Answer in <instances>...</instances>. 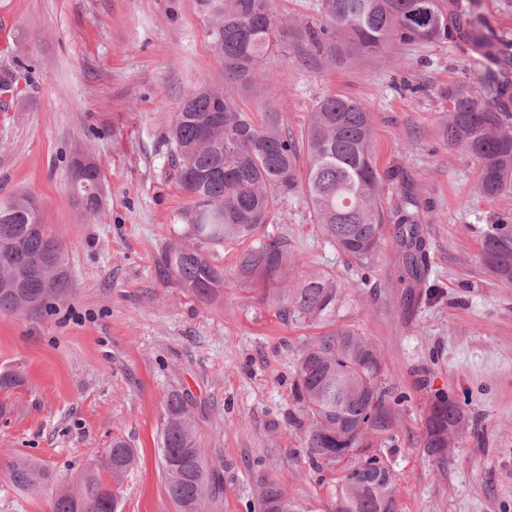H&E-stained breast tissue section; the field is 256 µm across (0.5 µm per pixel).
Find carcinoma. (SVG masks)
<instances>
[{
  "instance_id": "cac0c4a2",
  "label": "carcinoma",
  "mask_w": 512,
  "mask_h": 512,
  "mask_svg": "<svg viewBox=\"0 0 512 512\" xmlns=\"http://www.w3.org/2000/svg\"><path fill=\"white\" fill-rule=\"evenodd\" d=\"M478 0H319L320 19L288 26L271 0H196L207 22L212 52L224 64V85L201 86L182 100L169 136L178 185L191 206L182 215L180 239L162 252L158 267L164 281L210 303L224 288V270L212 264L202 246L251 241L237 258V275L262 291L279 319L290 325H319L327 331L304 343L295 369L293 392L309 424L305 450L312 471L341 467L338 512H382L397 493L396 479H380L377 456L364 449L394 426L383 387L382 366L371 342L337 323L344 289L336 278L316 272L293 286L285 284L292 253L288 241L262 233L273 223L279 203L301 194L323 234L361 266L372 263L383 224V176L373 148L372 113L344 95L320 98L301 141L284 132L278 114L260 117L240 104L271 75L269 64L288 52V44L316 48L326 64L366 57L396 45L455 43L483 66L477 90L448 87V146L465 150L480 163L479 191L486 198L512 192V49L485 31ZM306 158L299 177L300 155ZM425 223L419 207L403 208L397 240L404 267L417 280L428 271ZM51 257L52 265L27 291L7 282L26 277L24 258ZM482 258L490 273L512 287V216L488 225ZM36 295L34 314L51 313L73 292L68 257L58 236L43 224L32 198L0 200V314L29 313L26 293ZM467 427L461 407L436 398L425 419L424 452L444 457ZM159 458L175 512H203L216 490L218 471L208 464L197 437L187 393L165 394ZM138 456L122 438L112 441L104 468L112 485L87 477L79 490L57 489L52 512H117L125 476ZM10 482L19 490H44L49 469L27 456L7 463ZM264 512H301L275 482L264 485Z\"/></svg>"
}]
</instances>
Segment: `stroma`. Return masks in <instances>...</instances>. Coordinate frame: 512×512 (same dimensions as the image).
<instances>
[{
    "mask_svg": "<svg viewBox=\"0 0 512 512\" xmlns=\"http://www.w3.org/2000/svg\"><path fill=\"white\" fill-rule=\"evenodd\" d=\"M246 95L301 136L319 98L343 94L373 116L388 209L413 195L426 221L429 272L409 280L384 224L374 262L358 266L330 242L301 197L285 199L265 234L288 240L289 283L334 275L346 289L340 323L368 338L382 364L396 422L373 453L394 473L398 512H512V287L481 263V240L512 215V193L478 191L479 162L442 137L443 90L475 83L470 54L447 44L405 45L369 59L319 62L291 50ZM0 199L26 194L65 245L75 288L55 312L0 314V512H50L48 492H23L6 464L44 462L55 485L77 489L113 438L139 454L118 512H173L159 465L162 402L188 392L200 444L221 475L205 512H262V483L284 487L304 512H337L341 471L309 467L292 377L316 327L282 323L274 306L235 275L238 246H209L229 281L205 304L164 283L158 260L182 233L190 200L179 189L168 134L182 99L220 86L195 0H0ZM103 173V208L75 204L74 157ZM454 398L467 428L446 458L423 451L435 394Z\"/></svg>",
    "mask_w": 512,
    "mask_h": 512,
    "instance_id": "35a3bbf8",
    "label": "stroma"
}]
</instances>
